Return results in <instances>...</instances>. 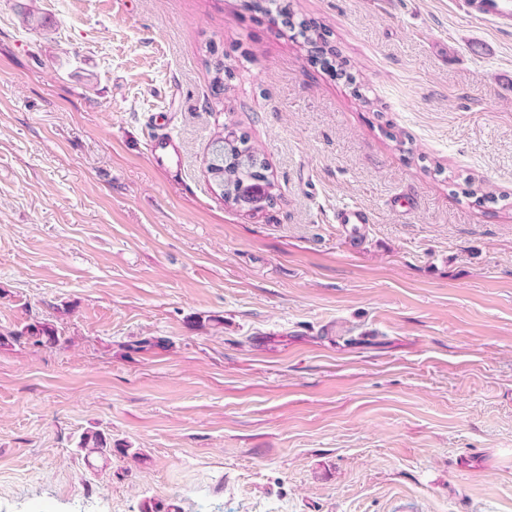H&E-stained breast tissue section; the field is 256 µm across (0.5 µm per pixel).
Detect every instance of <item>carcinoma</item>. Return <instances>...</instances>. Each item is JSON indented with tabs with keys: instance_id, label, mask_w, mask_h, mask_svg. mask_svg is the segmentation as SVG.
Masks as SVG:
<instances>
[{
	"instance_id": "obj_1",
	"label": "carcinoma",
	"mask_w": 512,
	"mask_h": 512,
	"mask_svg": "<svg viewBox=\"0 0 512 512\" xmlns=\"http://www.w3.org/2000/svg\"><path fill=\"white\" fill-rule=\"evenodd\" d=\"M252 154V147L244 144L231 146L217 138L212 141L207 157V171L215 182L222 184L223 195H239L253 188L256 175L250 162ZM67 343L69 339L62 336L53 323L40 320L7 335H0V348L25 345L54 347ZM78 447L89 455H112V442L99 431L83 433Z\"/></svg>"
}]
</instances>
